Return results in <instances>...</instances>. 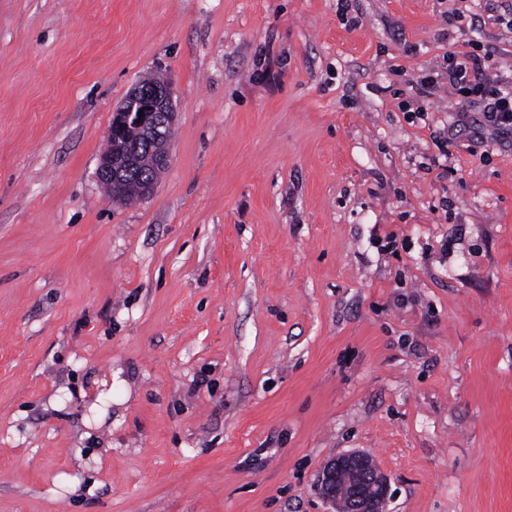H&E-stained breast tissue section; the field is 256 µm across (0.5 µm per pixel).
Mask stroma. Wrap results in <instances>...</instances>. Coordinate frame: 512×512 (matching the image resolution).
<instances>
[{
    "label": "stroma",
    "instance_id": "35a3bbf8",
    "mask_svg": "<svg viewBox=\"0 0 512 512\" xmlns=\"http://www.w3.org/2000/svg\"><path fill=\"white\" fill-rule=\"evenodd\" d=\"M511 4L0 0V512H328L354 451L386 512H512V137L405 108L512 72ZM151 73L171 162L115 202ZM165 80L160 77L145 79L141 84H137L129 93L121 106L113 111L112 122L108 129V140L119 143L123 137L125 129L133 123L138 126V130L131 125L127 130L126 137L131 148H139L137 157L132 168L133 162L131 148L120 146L101 156L97 168V177L100 182H110L103 184L109 197L120 200H131L140 196L149 194L154 184L162 175L170 161V144L175 131V112L172 105L171 89L168 84H163ZM142 84L152 88H142ZM161 84H163L161 86ZM161 86V87H156ZM144 109L143 115L139 111ZM144 133L148 145L142 138ZM108 146L104 153L109 148ZM103 153V154H104ZM153 159V163H152ZM131 168V169H130ZM130 169V170H129ZM131 186L137 185L142 181L152 183L144 184L138 188L123 184V190H120L117 184L113 182H124L125 175ZM139 193V194H138ZM349 472L353 478L355 493L350 495V481L338 478ZM318 490L330 501L338 512H384L388 498L386 477L375 467L372 459L362 452H351L327 462L317 480ZM348 499H343L341 493Z\"/></svg>",
    "mask_w": 512,
    "mask_h": 512
}]
</instances>
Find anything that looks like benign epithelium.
I'll return each instance as SVG.
<instances>
[{"instance_id": "obj_1", "label": "benign epithelium", "mask_w": 512, "mask_h": 512, "mask_svg": "<svg viewBox=\"0 0 512 512\" xmlns=\"http://www.w3.org/2000/svg\"><path fill=\"white\" fill-rule=\"evenodd\" d=\"M134 124L144 133L155 165L170 161V144L175 131V112L169 85L144 88L136 85L121 106L113 111L108 140L120 142L125 129ZM133 162L132 150L119 147L101 156L97 177L101 182H124ZM347 472L353 478L355 493L348 499L338 491V478ZM318 490L336 512H385L388 498L386 477L372 459L362 452H351L327 462L317 480Z\"/></svg>"}]
</instances>
